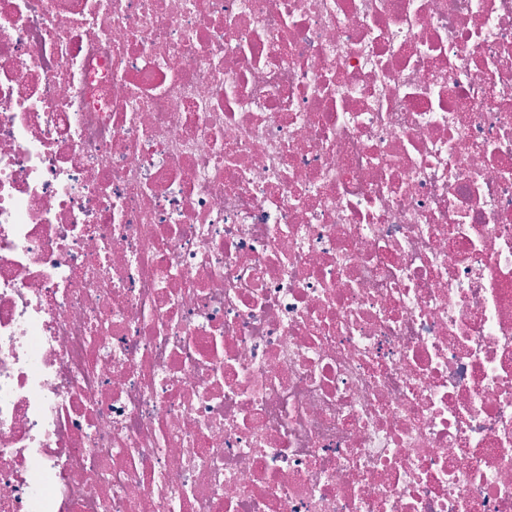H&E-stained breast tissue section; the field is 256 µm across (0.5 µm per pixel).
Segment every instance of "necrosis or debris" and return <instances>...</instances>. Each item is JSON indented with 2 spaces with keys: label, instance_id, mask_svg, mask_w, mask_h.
Returning a JSON list of instances; mask_svg holds the SVG:
<instances>
[{
  "label": "necrosis or debris",
  "instance_id": "obj_1",
  "mask_svg": "<svg viewBox=\"0 0 512 512\" xmlns=\"http://www.w3.org/2000/svg\"><path fill=\"white\" fill-rule=\"evenodd\" d=\"M0 512H512V0H0Z\"/></svg>",
  "mask_w": 512,
  "mask_h": 512
}]
</instances>
